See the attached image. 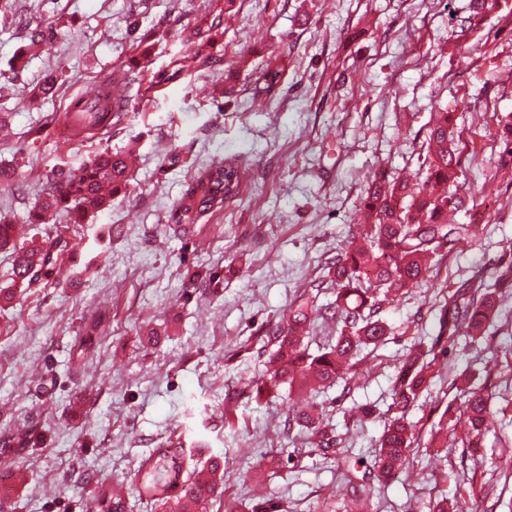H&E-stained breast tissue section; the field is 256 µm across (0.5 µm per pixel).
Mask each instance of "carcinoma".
<instances>
[{"label": "carcinoma", "instance_id": "obj_1", "mask_svg": "<svg viewBox=\"0 0 512 512\" xmlns=\"http://www.w3.org/2000/svg\"><path fill=\"white\" fill-rule=\"evenodd\" d=\"M223 13L214 15L204 28L186 32L183 41L197 48L196 66L213 69L220 59L199 51L223 27ZM287 64L282 52H273L262 64L255 93L277 94ZM123 100L111 96L99 98L78 111L65 115V122L81 136L110 128L120 122ZM453 115L436 112L430 121L424 159V180L412 184L405 178H389L381 171L361 195L362 224L356 241L328 265L320 288L336 291L331 317L342 325L336 340L317 353L309 352L304 332L316 307L303 301L290 308L267 336L273 346L261 385L254 399L264 392L287 384L311 391L331 386L343 371L356 365V355L383 343L390 335L389 325L380 316L388 297L396 298L423 278L431 264L442 259L441 251L454 248L468 235L470 225L448 223V213L464 206V199L449 190L459 177L460 157L448 129ZM125 152H99L74 170L55 174L52 190L29 212L31 224L44 223L50 212L66 215L71 224H86L89 218L110 207L112 197L120 194L129 181L130 164ZM238 167L216 163L193 177L177 208L171 214L175 224H195L199 218L224 207L240 191ZM15 229L0 224V251L12 255V271L21 283L32 286L50 277L64 254L73 251L70 242L59 237L47 245L33 244L17 248ZM512 291V257L500 258L494 267L462 278L448 287L437 306L438 333L430 343L415 345L398 366L392 389L390 415L377 440L373 463L360 471L343 460L348 484L360 497H368L371 482L390 480L409 462L415 442L416 424L408 420L409 411L429 390L437 365H447L448 354L462 336L481 337L493 320L503 293ZM455 390L444 414L453 413L466 425L468 447H481V439L494 429L489 403L493 396L487 384ZM295 424L307 428L316 447L327 452L337 445L336 436L322 424L319 416L308 411L295 418ZM208 479L195 477L184 469L182 453L176 448H157L143 459L134 474L140 497L156 503L161 512H209V506L224 497V462L215 455L207 462ZM125 505L124 498L110 491L96 499L95 512H114Z\"/></svg>", "mask_w": 512, "mask_h": 512}]
</instances>
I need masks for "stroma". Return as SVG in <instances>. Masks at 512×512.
I'll return each mask as SVG.
<instances>
[{
	"label": "stroma",
	"mask_w": 512,
	"mask_h": 512,
	"mask_svg": "<svg viewBox=\"0 0 512 512\" xmlns=\"http://www.w3.org/2000/svg\"><path fill=\"white\" fill-rule=\"evenodd\" d=\"M470 0H9L0 20V220L23 243L63 237L80 259L56 279L27 287L0 252V434L30 433L0 448V512H87L103 491L125 493L127 512H159L135 490L134 471L175 441L185 466L224 454V494L255 505L269 494L288 512H346L350 489L339 458L377 453L399 361L437 333L436 306L448 286L512 251V145L499 126L512 113V0H496L482 24L461 29ZM226 19L206 53L223 69L186 65L158 92L152 74L192 57L180 33L215 13ZM60 32L13 60L37 25ZM151 55L134 64L138 42ZM288 55L275 97L253 94L271 51ZM236 69L232 88L224 72ZM53 76L52 95L31 92ZM111 80L126 100L115 127L71 139L62 123L72 100ZM453 112L461 154L456 183L466 206L453 223L468 238L381 316L393 333L360 357L350 396L345 380L309 392L281 386L251 399L268 356L266 336L312 293L352 238L358 203L375 170L423 178L429 122ZM137 156L125 193L85 224H30L28 211L59 169L102 151ZM179 154L170 165V154ZM223 161L244 177L237 197L176 231L170 214L191 176ZM223 273L218 289L196 272ZM107 311L96 347L75 355L86 318ZM491 382L494 430L479 451L430 433L460 372ZM238 393L225 405V389ZM374 414L361 419L355 406ZM313 409L340 440L317 451L288 417ZM232 425H225V412ZM419 438L410 466L374 484L370 512H512V298L482 338L459 341L451 364L410 411Z\"/></svg>",
	"instance_id": "obj_1"
}]
</instances>
